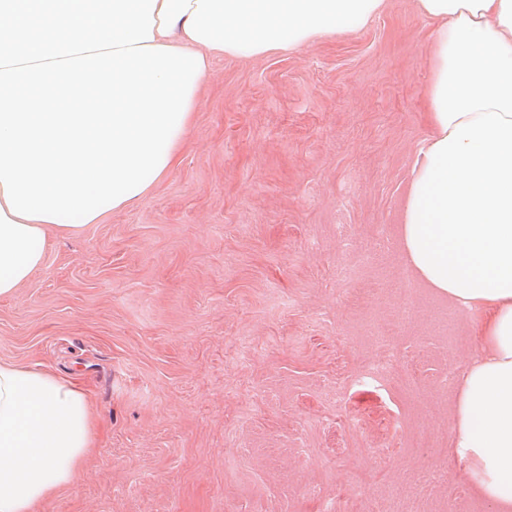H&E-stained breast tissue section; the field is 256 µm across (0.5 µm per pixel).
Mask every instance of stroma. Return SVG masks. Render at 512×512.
<instances>
[{
  "label": "stroma",
  "instance_id": "stroma-1",
  "mask_svg": "<svg viewBox=\"0 0 512 512\" xmlns=\"http://www.w3.org/2000/svg\"><path fill=\"white\" fill-rule=\"evenodd\" d=\"M433 29L387 0L296 52L215 60L144 198L0 299V362L76 380L93 446L38 512H493L447 448L468 319L402 290ZM392 348L400 367L363 383Z\"/></svg>",
  "mask_w": 512,
  "mask_h": 512
}]
</instances>
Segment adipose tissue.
<instances>
[{
    "label": "adipose tissue",
    "instance_id": "adipose-tissue-1",
    "mask_svg": "<svg viewBox=\"0 0 512 512\" xmlns=\"http://www.w3.org/2000/svg\"><path fill=\"white\" fill-rule=\"evenodd\" d=\"M385 0H0V299L46 234L98 223L175 164L215 59L294 52ZM432 23L429 132L399 250L466 313L450 454L512 512V0H416ZM70 378L0 362V512H36L92 444Z\"/></svg>",
    "mask_w": 512,
    "mask_h": 512
}]
</instances>
